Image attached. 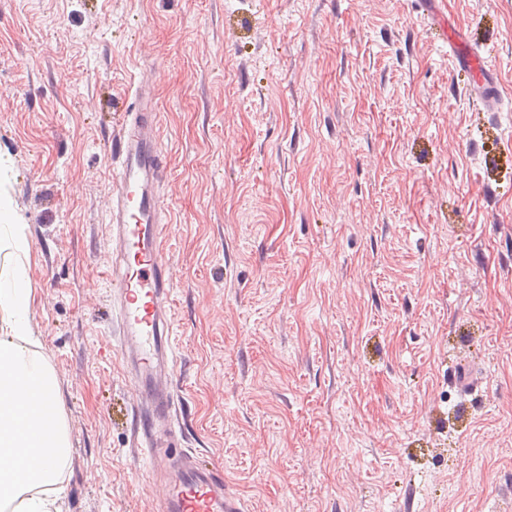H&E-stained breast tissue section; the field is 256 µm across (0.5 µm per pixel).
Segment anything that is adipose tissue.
Segmentation results:
<instances>
[{
    "instance_id": "ef3b65f1",
    "label": "adipose tissue",
    "mask_w": 512,
    "mask_h": 512,
    "mask_svg": "<svg viewBox=\"0 0 512 512\" xmlns=\"http://www.w3.org/2000/svg\"><path fill=\"white\" fill-rule=\"evenodd\" d=\"M28 255L25 227L0 198V512H61L71 442L32 323Z\"/></svg>"
}]
</instances>
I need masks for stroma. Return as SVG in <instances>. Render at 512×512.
<instances>
[{
	"label": "stroma",
	"mask_w": 512,
	"mask_h": 512,
	"mask_svg": "<svg viewBox=\"0 0 512 512\" xmlns=\"http://www.w3.org/2000/svg\"><path fill=\"white\" fill-rule=\"evenodd\" d=\"M0 0V184L72 453L64 512H157L116 355L112 136L151 76L182 436L245 512L512 504V0ZM484 370L460 396L456 361ZM423 1V11L431 27L439 29V39L448 45V57L453 67L469 75L467 89L470 96L479 100L485 111H500L503 93L496 73L486 57L474 47L465 28L448 10V2Z\"/></svg>",
	"instance_id": "obj_1"
}]
</instances>
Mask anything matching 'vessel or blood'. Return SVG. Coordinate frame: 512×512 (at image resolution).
I'll return each mask as SVG.
<instances>
[{"instance_id":"b4317fda","label":"vessel or blood","mask_w":512,"mask_h":512,"mask_svg":"<svg viewBox=\"0 0 512 512\" xmlns=\"http://www.w3.org/2000/svg\"><path fill=\"white\" fill-rule=\"evenodd\" d=\"M423 6L453 67L468 74L470 96L485 111H500L503 93L496 73L447 0H424ZM159 123L151 87L141 83L114 140L117 165L109 212L113 260L108 281L119 321L118 351L130 367L127 378L139 407L134 444L154 457L153 474L166 483L159 512H243L240 496L223 477L199 467L191 453L163 457L153 439L158 427L172 429L175 410L171 283L163 250L169 214L160 196L167 164ZM448 375L463 394L483 379L481 369L464 363L449 368Z\"/></svg>"}]
</instances>
